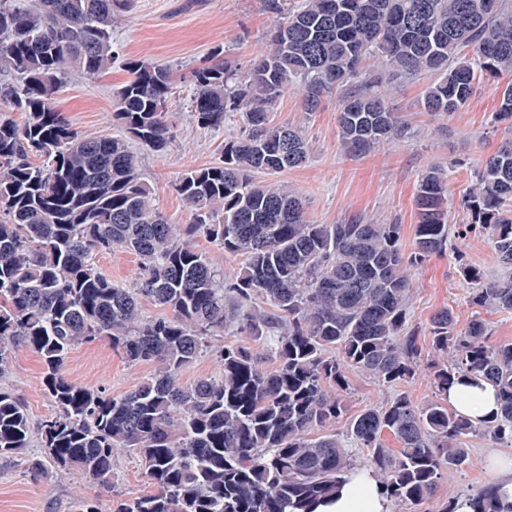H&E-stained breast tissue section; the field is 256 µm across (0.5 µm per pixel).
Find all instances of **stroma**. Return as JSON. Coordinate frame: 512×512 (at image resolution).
I'll use <instances>...</instances> for the list:
<instances>
[{
    "mask_svg": "<svg viewBox=\"0 0 512 512\" xmlns=\"http://www.w3.org/2000/svg\"><path fill=\"white\" fill-rule=\"evenodd\" d=\"M271 20L264 0H133L132 9L113 20L115 59L111 70L95 80L72 76L58 93L56 105L77 131L111 135L115 132L113 93L130 77L127 59L177 67L179 77L168 102L174 138L162 157L142 153L140 175L170 223H190L192 210L173 185L190 169L219 163L224 139L235 134L237 126L232 123L213 131L193 123V86L188 74L209 64L217 54L239 71H246L253 57L267 46ZM430 82L426 76L389 91V105L407 123L409 133L398 145H383L356 157L345 153L339 144L335 99L325 100L320 111L310 115L296 94H286L278 104L276 119L303 127L310 156L302 167L267 175V182L285 183L298 191L309 218L316 223L337 224L349 215L363 213L400 225L408 243L417 221L414 199L418 181L430 164L440 162L448 167V221L454 228L466 223L459 200L471 186L474 170L502 142L512 139V121L492 119L507 80L481 79L468 107L441 118L431 117L422 105V92ZM464 262L490 276L499 272L490 244L476 233L411 271L414 290L409 325L418 332L422 358L432 355L427 334L432 313L445 307L453 310L462 329L478 311L468 300V286L460 274ZM63 372L74 383L121 395L147 377L151 368L129 365L107 340L99 339L72 349ZM42 377L40 356L27 348L18 351L11 382L36 424L53 412L42 389ZM469 447V465L445 476L432 498L409 507L393 505L392 512H439L445 501L476 494L491 482L495 457H512V445L486 435L471 438ZM79 495L97 498L102 512H111L110 493L86 483L75 472L50 463L36 479L29 475L24 458L0 459V512H69Z\"/></svg>",
    "mask_w": 512,
    "mask_h": 512,
    "instance_id": "1",
    "label": "stroma"
}]
</instances>
